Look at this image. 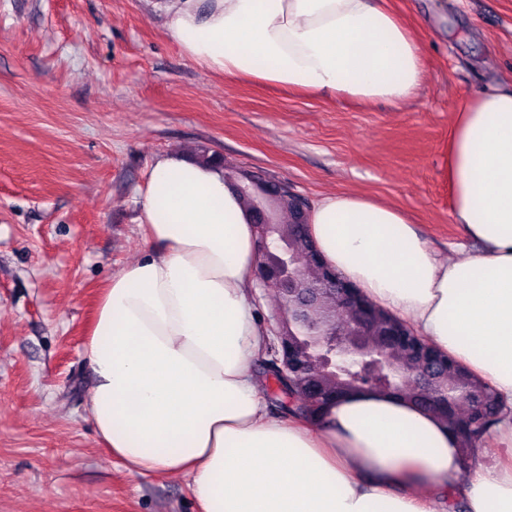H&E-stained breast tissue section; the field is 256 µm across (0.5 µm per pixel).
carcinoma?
Wrapping results in <instances>:
<instances>
[{"instance_id":"cac0c4a2","label":"carcinoma","mask_w":512,"mask_h":512,"mask_svg":"<svg viewBox=\"0 0 512 512\" xmlns=\"http://www.w3.org/2000/svg\"><path fill=\"white\" fill-rule=\"evenodd\" d=\"M200 162L219 164L224 167V179L229 187L241 198L250 214L265 204L247 178L251 173L224 158V155L208 147H200L194 153ZM272 223L289 226L299 223L298 214L286 204L275 206ZM307 240L300 238L295 244L297 265L304 280L313 284L319 278L320 270L308 260L305 249ZM280 305L288 312L285 325L288 326V341L300 345L306 338L307 328L298 321L296 305L285 294H278ZM360 311L340 302L339 296L322 292L317 296L312 318L325 322L334 330H347L359 318ZM391 358L405 367L402 376H390L359 365H345L338 371L326 368L319 354H310L303 368L301 385L288 389L291 404L283 398L266 393L269 404L276 410L310 422H320L325 408L337 396L350 391L370 389L381 393L406 396L416 400V393L427 383L426 365L410 355L401 344L392 347ZM439 367L434 387L448 388V400L441 404H425L423 408L438 415L460 439L463 450V468H468L474 457L475 448L483 442L491 426L504 414L505 405L498 400L493 387L475 377L447 355L438 354Z\"/></svg>"}]
</instances>
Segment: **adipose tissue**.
Returning a JSON list of instances; mask_svg holds the SVG:
<instances>
[{"label":"adipose tissue","mask_w":512,"mask_h":512,"mask_svg":"<svg viewBox=\"0 0 512 512\" xmlns=\"http://www.w3.org/2000/svg\"><path fill=\"white\" fill-rule=\"evenodd\" d=\"M165 34L230 78L355 103L410 102L411 28L378 0H154ZM464 242L440 258L397 207L321 197L309 233L343 279L512 405V88L457 113L448 148ZM151 255L103 289L83 349L86 413L128 471L187 479L200 512H512V416L462 472L458 440L398 396L355 392L313 424L270 411L256 357L249 211L221 168L158 155L140 195Z\"/></svg>","instance_id":"1"}]
</instances>
